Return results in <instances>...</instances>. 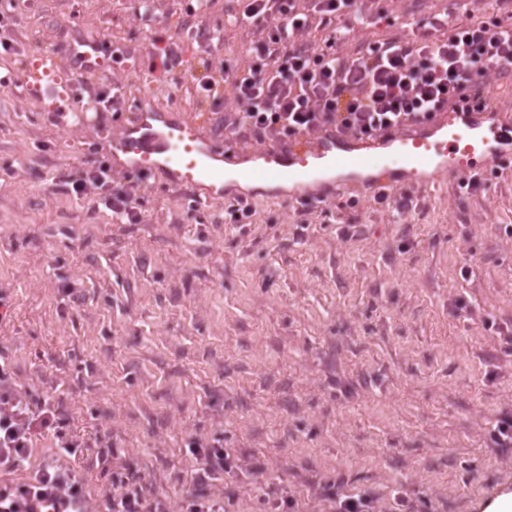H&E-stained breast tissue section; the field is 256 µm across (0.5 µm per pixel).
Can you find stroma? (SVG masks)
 Returning a JSON list of instances; mask_svg holds the SVG:
<instances>
[{"mask_svg": "<svg viewBox=\"0 0 512 512\" xmlns=\"http://www.w3.org/2000/svg\"><path fill=\"white\" fill-rule=\"evenodd\" d=\"M232 4L213 0L207 23L224 32L215 57L241 67ZM0 25L16 35L0 49V356L23 389L59 401L90 508L111 483L95 461L105 431L113 465L170 512L191 483V435L223 436L300 512H327L333 482L374 493L376 512H481L512 490V447L489 439L512 415L511 170L472 195L440 179L400 221L356 193L351 237L329 216L297 231L278 187L241 227L152 178L142 223L117 224L65 177L118 121L57 119L21 72L39 48L64 55L89 36L133 60L75 70V100L116 90L122 112L148 97L214 124L226 106L200 100L198 37L180 31L170 75L152 67L157 31L132 0H0Z\"/></svg>", "mask_w": 512, "mask_h": 512, "instance_id": "stroma-1", "label": "stroma"}]
</instances>
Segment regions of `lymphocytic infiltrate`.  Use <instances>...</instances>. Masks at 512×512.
Instances as JSON below:
<instances>
[{
  "mask_svg": "<svg viewBox=\"0 0 512 512\" xmlns=\"http://www.w3.org/2000/svg\"><path fill=\"white\" fill-rule=\"evenodd\" d=\"M381 0H237L225 24L247 30L251 60L236 70L215 63L224 40L209 27L212 0H192L189 11L201 38L204 72L197 88L215 102L232 100L224 129L233 138L263 145L333 128L372 136L420 122L461 99L484 106L492 96L483 80L488 69L512 70V23L477 15L474 0H461L455 18L432 13L412 22L411 38L392 32L366 37L381 16ZM142 175L114 180L108 161L89 158L68 174L76 197L102 191V205L122 224L142 221ZM64 414L52 396L33 399L0 359V512H88L84 477L67 465L80 445L64 431ZM44 434L54 450L31 467L34 443ZM185 446L197 468L182 500L183 512H228L215 484L238 470L221 440L188 437ZM24 473L23 481L10 477ZM99 512H168L150 497L141 477L112 471V486Z\"/></svg>",
  "mask_w": 512,
  "mask_h": 512,
  "instance_id": "obj_1",
  "label": "lymphocytic infiltrate"
}]
</instances>
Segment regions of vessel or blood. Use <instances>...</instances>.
Returning <instances> with one entry per match:
<instances>
[{"instance_id": "b4317fda", "label": "vessel or blood", "mask_w": 512, "mask_h": 512, "mask_svg": "<svg viewBox=\"0 0 512 512\" xmlns=\"http://www.w3.org/2000/svg\"><path fill=\"white\" fill-rule=\"evenodd\" d=\"M66 72L61 55L46 53L24 70L21 83L45 111L74 112L78 106L70 96L44 88L45 79ZM105 150L114 170L162 175L169 184L198 192L201 205L223 198L224 160L235 155L244 162L241 175L248 180H273L304 189L315 162L325 160L357 172L354 179L331 183L330 191L375 193L428 187L443 176L480 174L512 162V114L496 104L476 108L461 102L401 131L367 138L327 130L243 155L208 134L197 119L144 100L121 122ZM372 153L386 159L385 169L378 175H361Z\"/></svg>"}]
</instances>
